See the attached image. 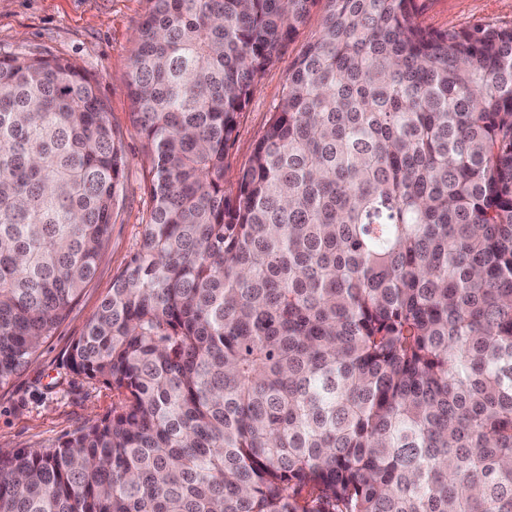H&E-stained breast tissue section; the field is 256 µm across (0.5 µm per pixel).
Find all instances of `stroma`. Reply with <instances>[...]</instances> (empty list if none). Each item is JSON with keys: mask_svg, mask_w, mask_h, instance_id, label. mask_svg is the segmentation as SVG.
<instances>
[{"mask_svg": "<svg viewBox=\"0 0 512 512\" xmlns=\"http://www.w3.org/2000/svg\"><path fill=\"white\" fill-rule=\"evenodd\" d=\"M417 8L419 22L434 30L512 25V0H417ZM145 9L146 0H0V55L58 57L76 63L96 81L125 160L110 236L94 278L33 359L0 386L2 455L63 441L110 412L116 401L103 382L73 373L68 356L111 292L114 277L139 252L152 208L151 162L132 123L127 87L133 41ZM322 18V6H315L299 36L262 74L228 153L226 188H235L239 172L248 166L282 98L289 68L302 47L317 36Z\"/></svg>", "mask_w": 512, "mask_h": 512, "instance_id": "stroma-1", "label": "stroma"}]
</instances>
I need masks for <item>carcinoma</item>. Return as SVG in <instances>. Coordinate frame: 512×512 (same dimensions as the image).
Wrapping results in <instances>:
<instances>
[{"mask_svg": "<svg viewBox=\"0 0 512 512\" xmlns=\"http://www.w3.org/2000/svg\"><path fill=\"white\" fill-rule=\"evenodd\" d=\"M147 2L153 207L70 353L118 403L1 455L0 512H512V25L324 0L228 192L319 0ZM123 174L83 72L0 56V385L94 277ZM323 18V3L317 4L301 28L299 36L288 43L278 60L269 66L254 91L252 100L240 118L235 141L229 150L225 188L236 189L238 173L248 166L255 145L263 134L275 105L284 93L288 71L302 47L318 35Z\"/></svg>", "mask_w": 512, "mask_h": 512, "instance_id": "obj_1", "label": "carcinoma"}]
</instances>
